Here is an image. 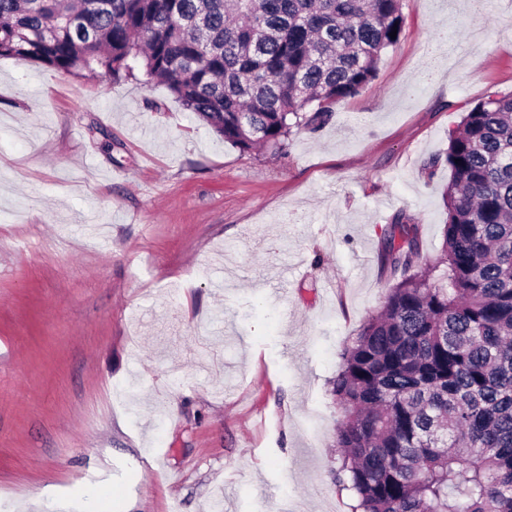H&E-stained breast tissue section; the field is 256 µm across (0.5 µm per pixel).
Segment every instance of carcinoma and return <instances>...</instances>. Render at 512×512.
<instances>
[{"instance_id": "carcinoma-1", "label": "carcinoma", "mask_w": 512, "mask_h": 512, "mask_svg": "<svg viewBox=\"0 0 512 512\" xmlns=\"http://www.w3.org/2000/svg\"><path fill=\"white\" fill-rule=\"evenodd\" d=\"M404 24L402 0H0V58L141 75L240 152L276 154L375 78ZM446 161L440 255L411 272L416 225L394 217L400 281L332 381L352 512H512V94L448 129Z\"/></svg>"}]
</instances>
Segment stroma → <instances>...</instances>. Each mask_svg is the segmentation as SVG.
I'll list each match as a JSON object with an SVG mask.
<instances>
[{"label": "stroma", "instance_id": "stroma-1", "mask_svg": "<svg viewBox=\"0 0 512 512\" xmlns=\"http://www.w3.org/2000/svg\"><path fill=\"white\" fill-rule=\"evenodd\" d=\"M402 11L284 155L164 86L0 59V512H351L339 354L393 218L441 251L449 127L512 93V0Z\"/></svg>", "mask_w": 512, "mask_h": 512}]
</instances>
